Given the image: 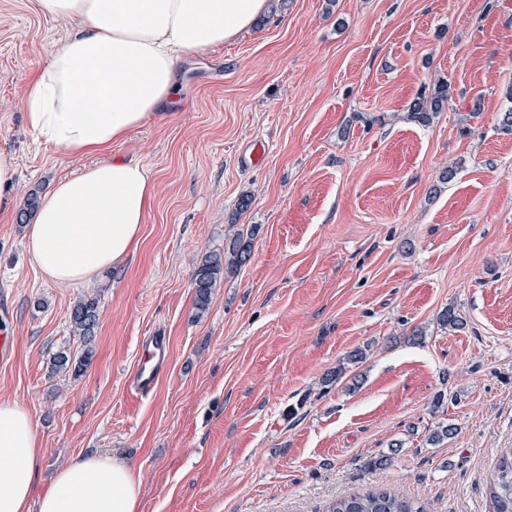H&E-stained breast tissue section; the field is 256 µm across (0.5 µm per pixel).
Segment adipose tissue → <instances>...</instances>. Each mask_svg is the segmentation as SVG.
<instances>
[{"label": "adipose tissue", "mask_w": 512, "mask_h": 512, "mask_svg": "<svg viewBox=\"0 0 512 512\" xmlns=\"http://www.w3.org/2000/svg\"><path fill=\"white\" fill-rule=\"evenodd\" d=\"M46 18L73 28L28 81L26 123L46 145L78 156L111 150L169 105L186 56L234 39L269 0H36ZM154 196L150 169L113 159L59 179L26 229L30 259L47 279L93 281L139 244ZM41 444L31 414L0 400V512H28ZM136 470L105 455L60 469L39 512H139Z\"/></svg>", "instance_id": "1"}]
</instances>
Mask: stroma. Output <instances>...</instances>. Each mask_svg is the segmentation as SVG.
I'll list each match as a JSON object with an SVG mask.
<instances>
[{"label": "stroma", "instance_id": "1", "mask_svg": "<svg viewBox=\"0 0 512 512\" xmlns=\"http://www.w3.org/2000/svg\"><path fill=\"white\" fill-rule=\"evenodd\" d=\"M66 31L33 0H0V150L21 203L91 163L36 141L20 106ZM179 80L173 105L111 150L156 188L123 262L52 282L24 225L0 219V399L34 419L37 491L109 453L138 471L140 512H326L385 488L430 512H489L512 448V0H286L184 58ZM442 81L446 111L412 119ZM253 138L269 151L247 167ZM237 234L250 261L195 317V268ZM83 298L99 324L75 379L50 360L82 354L69 312ZM450 306L466 328L441 327ZM155 331L169 372L143 397L126 380ZM442 421L455 436L429 443Z\"/></svg>", "mask_w": 512, "mask_h": 512}]
</instances>
